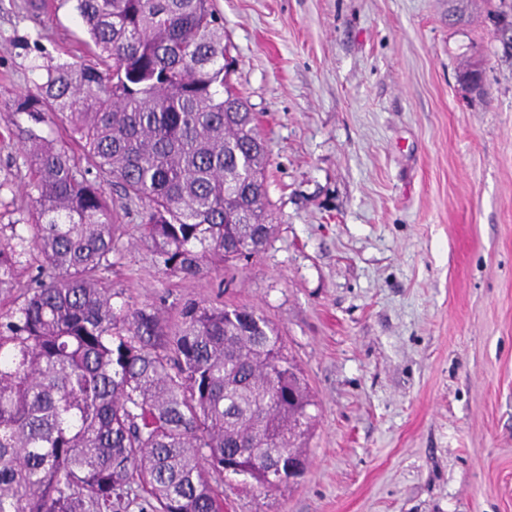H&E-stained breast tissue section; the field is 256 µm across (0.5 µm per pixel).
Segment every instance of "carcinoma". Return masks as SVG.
I'll use <instances>...</instances> for the list:
<instances>
[{"mask_svg":"<svg viewBox=\"0 0 512 512\" xmlns=\"http://www.w3.org/2000/svg\"><path fill=\"white\" fill-rule=\"evenodd\" d=\"M74 9L99 63L47 68L16 108L65 117L82 156L26 130L34 223L0 239V295L23 256L37 275L0 311V512H224L211 474L272 489L304 470V379L256 313L188 302L172 328L152 306L116 309L105 273L132 212L170 276L258 255L267 145L213 0Z\"/></svg>","mask_w":512,"mask_h":512,"instance_id":"1","label":"carcinoma"}]
</instances>
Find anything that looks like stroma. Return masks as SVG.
<instances>
[{
    "label": "stroma",
    "mask_w": 512,
    "mask_h": 512,
    "mask_svg": "<svg viewBox=\"0 0 512 512\" xmlns=\"http://www.w3.org/2000/svg\"><path fill=\"white\" fill-rule=\"evenodd\" d=\"M499 0H215L259 120L275 233L235 269L166 275L139 219L114 305L247 307L315 421L304 474L218 476L224 512H512V57ZM71 0H0V237L26 233L38 73L96 63ZM481 63L485 94L460 79Z\"/></svg>",
    "instance_id": "35a3bbf8"
}]
</instances>
